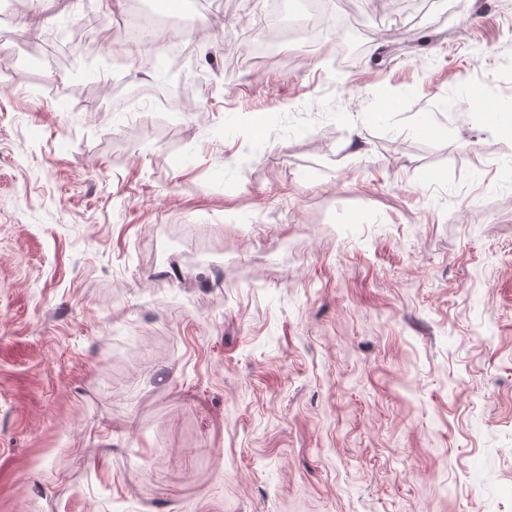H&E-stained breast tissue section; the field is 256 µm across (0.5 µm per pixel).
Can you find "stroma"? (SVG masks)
<instances>
[{
    "label": "stroma",
    "instance_id": "35a3bbf8",
    "mask_svg": "<svg viewBox=\"0 0 512 512\" xmlns=\"http://www.w3.org/2000/svg\"><path fill=\"white\" fill-rule=\"evenodd\" d=\"M134 7L0 16V512H512V0H335L347 67L184 0L180 114ZM90 14L91 96L25 61ZM123 40L126 44H136L128 41L125 36L123 37ZM136 45H138L140 49L144 50L143 54H141V56L137 59V65L150 71H152L153 68H156L158 73V79L156 83H152L148 87H145L143 92L147 94H158L165 105L174 106L177 101L184 97H194L199 87L207 86L206 80H209L208 76L202 73L197 74L196 71L185 83L181 82L177 86L176 90L168 93L166 92L165 97H163L160 92L165 89H169L167 85L169 74L165 71L164 66L155 62L154 48L156 46L140 44Z\"/></svg>",
    "mask_w": 512,
    "mask_h": 512
}]
</instances>
